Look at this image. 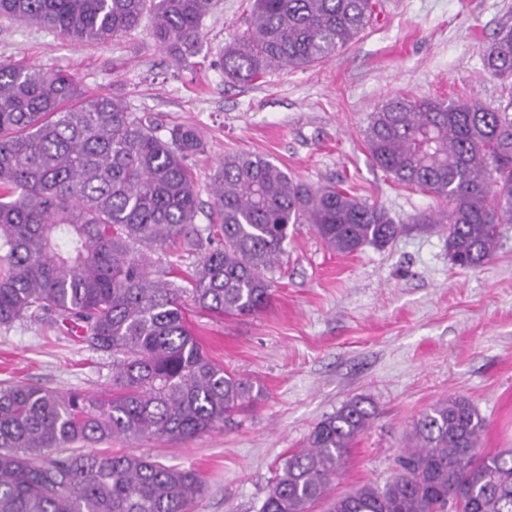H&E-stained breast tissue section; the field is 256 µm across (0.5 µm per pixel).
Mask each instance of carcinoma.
I'll list each match as a JSON object with an SVG mask.
<instances>
[{
    "instance_id": "1",
    "label": "carcinoma",
    "mask_w": 512,
    "mask_h": 512,
    "mask_svg": "<svg viewBox=\"0 0 512 512\" xmlns=\"http://www.w3.org/2000/svg\"><path fill=\"white\" fill-rule=\"evenodd\" d=\"M246 28L219 52L224 77L252 82L352 45L377 0H250ZM214 0H0V17L106 44L151 20L173 61L195 54ZM484 67L512 77V26L496 30ZM477 99L394 96L364 131L370 159L398 183L444 203L411 222L447 236L461 269L489 262L512 224V86ZM192 125L168 135L108 94L41 65L0 63V327L42 312L112 357L101 394L0 383V512H194L203 476L151 456L62 454L74 443L186 441L231 420L264 390L224 369L188 326L193 307L255 315L271 296L291 224H310L351 254L382 249L407 225L339 186L303 183L270 159L228 154L211 176L210 224L189 159ZM191 263H184L186 259ZM374 417L355 397L284 460L260 512H512V448H480L485 417L464 397L416 419L384 487L333 496L354 441Z\"/></svg>"
}]
</instances>
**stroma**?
<instances>
[{
  "label": "stroma",
  "instance_id": "stroma-1",
  "mask_svg": "<svg viewBox=\"0 0 512 512\" xmlns=\"http://www.w3.org/2000/svg\"><path fill=\"white\" fill-rule=\"evenodd\" d=\"M249 7V0H218L204 21L201 52L182 64L154 45L146 20L112 42L83 46L1 18L0 62L64 69L161 128L197 127L206 150L189 165L203 203L224 155L250 152L305 183L342 185L400 223L436 209V198L373 166L364 131L396 95L505 99L483 56L496 29L512 26V0H379L375 21L350 47L231 83L215 60L244 29ZM284 248L263 312L187 314L204 349L260 384L264 397L231 424L186 442L115 440L99 451L196 468L207 489L195 512H259L280 461L356 396L372 401L375 417L354 442L336 492L385 484L413 422L451 396L467 398L486 418L484 450L512 448V224L502 225L494 257L475 270L452 263L444 235L417 229L383 249L339 254L299 224ZM111 368L110 358L57 331L52 315L0 328V382L94 393Z\"/></svg>",
  "mask_w": 512,
  "mask_h": 512
}]
</instances>
